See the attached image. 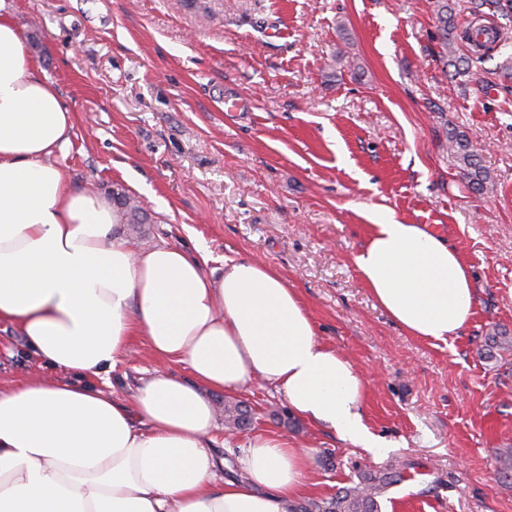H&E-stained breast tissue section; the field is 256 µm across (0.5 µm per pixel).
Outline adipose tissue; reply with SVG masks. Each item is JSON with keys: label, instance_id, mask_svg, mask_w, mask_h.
Returning <instances> with one entry per match:
<instances>
[{"label": "adipose tissue", "instance_id": "obj_1", "mask_svg": "<svg viewBox=\"0 0 512 512\" xmlns=\"http://www.w3.org/2000/svg\"><path fill=\"white\" fill-rule=\"evenodd\" d=\"M73 126L0 0V321L65 371L114 369L139 337L191 376L156 371L128 404L55 378L0 385V512H292L306 450L259 435L245 479L220 478L212 393L269 383L297 416L373 448L365 380L270 265L228 259L217 275L166 243L132 255L107 197L76 191L54 159ZM370 221L353 263L372 298L408 335L459 336L469 267L423 225Z\"/></svg>", "mask_w": 512, "mask_h": 512}]
</instances>
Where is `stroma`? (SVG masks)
Wrapping results in <instances>:
<instances>
[{
	"instance_id": "35a3bbf8",
	"label": "stroma",
	"mask_w": 512,
	"mask_h": 512,
	"mask_svg": "<svg viewBox=\"0 0 512 512\" xmlns=\"http://www.w3.org/2000/svg\"><path fill=\"white\" fill-rule=\"evenodd\" d=\"M14 18L74 114L57 155L75 189L136 197L149 221L125 225L146 248L204 250L208 268L257 258L296 288L319 337L368 383L361 448L293 414L267 384L233 394L247 430L214 449L240 480L241 447L283 435L308 452L310 497L328 499L392 461L417 476L379 497L380 512H512V31L449 78L431 0H12ZM343 52L342 65L333 55ZM243 101L224 109L225 94ZM467 133L494 183L467 187L448 134ZM394 214L448 240L470 267L475 315L460 336L408 335L364 284L352 255L367 215ZM188 377L143 339L106 375L41 360L0 322V381L32 371L130 399L155 370Z\"/></svg>"
}]
</instances>
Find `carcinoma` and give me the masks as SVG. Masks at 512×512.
<instances>
[{"instance_id":"cac0c4a2","label":"carcinoma","mask_w":512,"mask_h":512,"mask_svg":"<svg viewBox=\"0 0 512 512\" xmlns=\"http://www.w3.org/2000/svg\"><path fill=\"white\" fill-rule=\"evenodd\" d=\"M433 13L439 24L441 44L448 64L455 68V75L465 77L471 73L470 59L456 56L453 34L456 33L454 0H432ZM474 17L497 15L512 21V0H474L471 6ZM451 155L461 164L468 187L481 191L493 180L491 172L483 167L468 135L459 132L449 137ZM120 214L128 224H146L145 210L124 193L113 195ZM224 424L229 430L242 431L252 425L251 411L243 402L229 401L224 404ZM407 465L391 463L383 470L369 476L363 482L345 487L327 501H312L296 506L297 512H379L378 497L389 487L405 478Z\"/></svg>"}]
</instances>
